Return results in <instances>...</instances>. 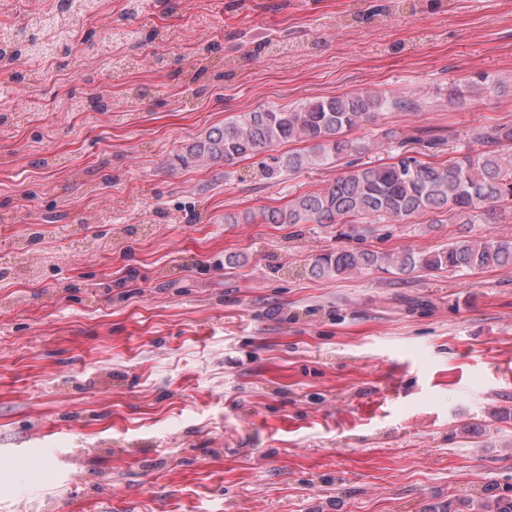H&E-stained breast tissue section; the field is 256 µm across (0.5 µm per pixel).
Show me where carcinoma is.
<instances>
[{"mask_svg":"<svg viewBox=\"0 0 512 512\" xmlns=\"http://www.w3.org/2000/svg\"><path fill=\"white\" fill-rule=\"evenodd\" d=\"M99 0H62L58 8L94 15ZM410 103L382 93L366 91L326 97L291 110L267 108L245 112L237 119L213 127L176 155L187 168L207 161L231 163L278 143L300 140L310 143L306 153L293 152L273 158L264 177L298 173L330 165L365 146L345 133L389 108ZM71 107L105 112L108 97L76 100ZM446 164L433 165L400 153L391 163L353 165L324 188L292 198L288 208L261 213L265 224H344L348 237L361 235L359 225L380 221H404L419 213H448L450 224H475L497 211L512 212V126L474 130L468 145L455 149ZM389 266L401 273L415 270L476 271L512 265V241L472 239L461 235L448 247L432 253H405L400 257L358 248H338L320 254L308 267L315 278H330L351 271ZM512 512V495L489 492L480 498L448 499L424 512Z\"/></svg>","mask_w":512,"mask_h":512,"instance_id":"1","label":"carcinoma"}]
</instances>
